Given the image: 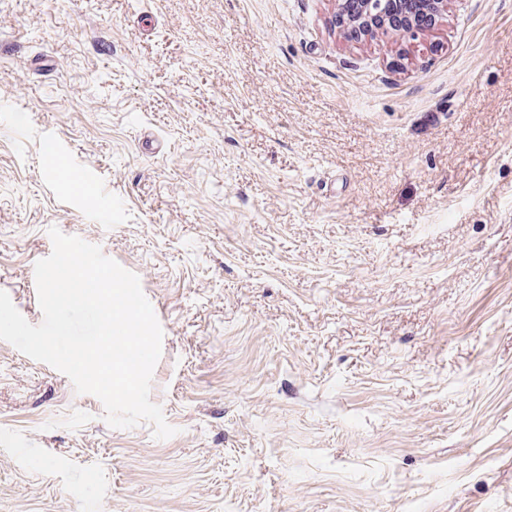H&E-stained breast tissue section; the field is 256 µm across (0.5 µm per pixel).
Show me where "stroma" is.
Segmentation results:
<instances>
[{"instance_id":"stroma-1","label":"stroma","mask_w":512,"mask_h":512,"mask_svg":"<svg viewBox=\"0 0 512 512\" xmlns=\"http://www.w3.org/2000/svg\"><path fill=\"white\" fill-rule=\"evenodd\" d=\"M0 0V290L135 273L174 436L0 341V512H512V0ZM350 0H338V8L336 12V16L340 17V9L344 10L341 13L347 11V14L343 16L342 25L338 26L339 28H343L354 37H366L369 35H375L380 30H383V33L386 34V30H391L395 32L398 36L402 38H410V37H419L422 30L415 27L414 23L405 22L400 24L397 27H388L386 25V15L389 10V5L387 7L372 9L370 7V0H358V3L361 5L359 12L356 15H352L349 13V4Z\"/></svg>"}]
</instances>
